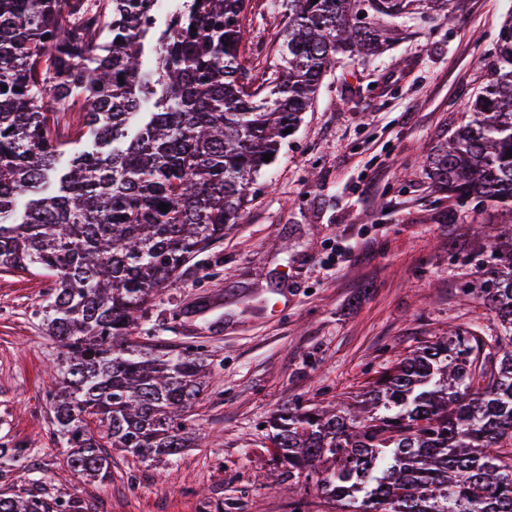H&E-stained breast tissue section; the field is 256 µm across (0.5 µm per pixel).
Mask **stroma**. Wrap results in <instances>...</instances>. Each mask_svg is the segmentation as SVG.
<instances>
[{"label": "stroma", "mask_w": 512, "mask_h": 512, "mask_svg": "<svg viewBox=\"0 0 512 512\" xmlns=\"http://www.w3.org/2000/svg\"><path fill=\"white\" fill-rule=\"evenodd\" d=\"M512 0H459L429 24L406 16L369 61L337 66L254 182L239 223L150 303L143 343L196 349L208 386L193 421L208 436L172 463L113 455L109 481L65 470L47 392L59 343L37 313L49 279L0 273V443L27 448L10 489L80 498L86 512H294L271 492L288 473L264 426L296 401L345 400L397 353L450 326L497 335L495 315L464 303L475 268L473 222L512 211L459 207L434 193L423 160L461 124L488 79V55ZM285 18L249 0L246 58H276Z\"/></svg>", "instance_id": "stroma-1"}]
</instances>
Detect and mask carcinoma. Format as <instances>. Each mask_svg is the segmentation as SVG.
<instances>
[{
  "label": "carcinoma",
  "mask_w": 512,
  "mask_h": 512,
  "mask_svg": "<svg viewBox=\"0 0 512 512\" xmlns=\"http://www.w3.org/2000/svg\"><path fill=\"white\" fill-rule=\"evenodd\" d=\"M153 2L0 0V270L51 278L55 433L67 471L100 483L112 449L171 461L199 445L188 416L207 364L134 339L153 296L239 223L264 155L337 63L380 55L395 19L445 17L452 0H283L279 63L261 76L241 52L249 0H180L161 31ZM76 106L89 146L60 169ZM467 109L423 161L432 190L512 209V12ZM477 246L484 276L463 293L501 334L453 326L383 368L356 409L295 404L268 421L276 459L326 512H512V225L480 226ZM26 456L0 444L1 483ZM0 512L82 510L2 492Z\"/></svg>",
  "instance_id": "cac0c4a2"
}]
</instances>
